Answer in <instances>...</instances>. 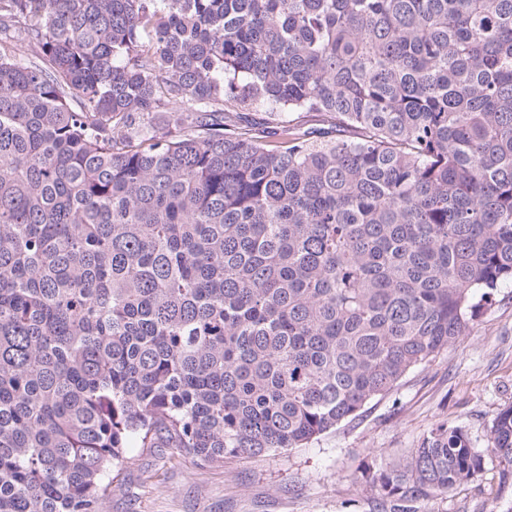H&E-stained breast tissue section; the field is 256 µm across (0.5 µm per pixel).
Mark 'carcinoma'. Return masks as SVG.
I'll return each instance as SVG.
<instances>
[{"mask_svg":"<svg viewBox=\"0 0 512 512\" xmlns=\"http://www.w3.org/2000/svg\"><path fill=\"white\" fill-rule=\"evenodd\" d=\"M505 281L512 0H0V512L301 448ZM489 441L506 482L512 406ZM483 464L441 424L365 478L417 512Z\"/></svg>","mask_w":512,"mask_h":512,"instance_id":"carcinoma-1","label":"carcinoma"}]
</instances>
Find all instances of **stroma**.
<instances>
[{"mask_svg": "<svg viewBox=\"0 0 512 512\" xmlns=\"http://www.w3.org/2000/svg\"><path fill=\"white\" fill-rule=\"evenodd\" d=\"M512 406V283L493 291L467 335L372 400L355 420L302 448L207 466L168 448H131L103 512H378L362 477L419 447L437 425L461 427L484 467L420 512H512V480L487 455L495 415Z\"/></svg>", "mask_w": 512, "mask_h": 512, "instance_id": "35a3bbf8", "label": "stroma"}]
</instances>
